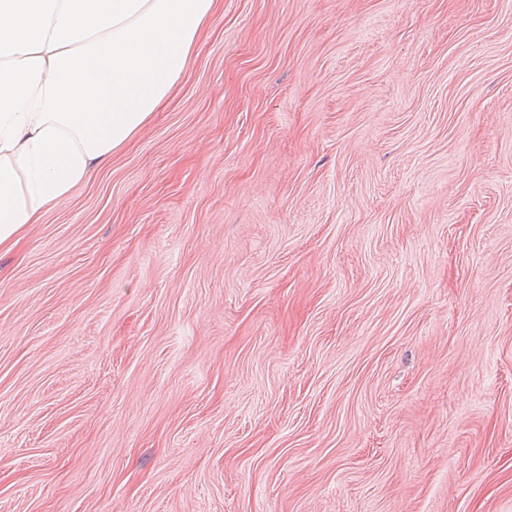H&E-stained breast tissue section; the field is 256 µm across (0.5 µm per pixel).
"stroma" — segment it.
<instances>
[{
  "mask_svg": "<svg viewBox=\"0 0 512 512\" xmlns=\"http://www.w3.org/2000/svg\"><path fill=\"white\" fill-rule=\"evenodd\" d=\"M0 512H512V0H222L0 253Z\"/></svg>",
  "mask_w": 512,
  "mask_h": 512,
  "instance_id": "35a3bbf8",
  "label": "stroma"
}]
</instances>
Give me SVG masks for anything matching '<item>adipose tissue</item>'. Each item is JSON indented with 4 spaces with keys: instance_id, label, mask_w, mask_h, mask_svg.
I'll list each match as a JSON object with an SVG mask.
<instances>
[{
    "instance_id": "obj_1",
    "label": "adipose tissue",
    "mask_w": 512,
    "mask_h": 512,
    "mask_svg": "<svg viewBox=\"0 0 512 512\" xmlns=\"http://www.w3.org/2000/svg\"><path fill=\"white\" fill-rule=\"evenodd\" d=\"M217 0H0V251L149 123Z\"/></svg>"
}]
</instances>
